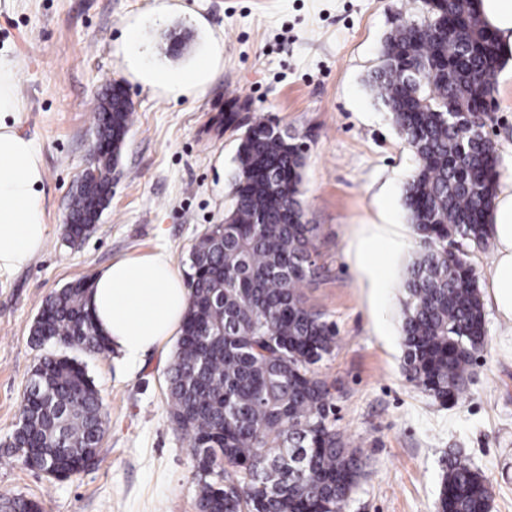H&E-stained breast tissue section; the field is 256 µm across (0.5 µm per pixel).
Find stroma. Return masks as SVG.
Returning <instances> with one entry per match:
<instances>
[{
    "label": "stroma",
    "instance_id": "stroma-1",
    "mask_svg": "<svg viewBox=\"0 0 512 512\" xmlns=\"http://www.w3.org/2000/svg\"><path fill=\"white\" fill-rule=\"evenodd\" d=\"M420 0H0V52L15 58L23 104L18 129L41 155L49 238L27 266L0 273V499L24 496L39 512H198L194 461L170 416L166 371L174 343L136 364L116 352L78 354L108 423L101 462L70 479L25 466L7 446L18 402L41 349L29 330L54 291L111 262L166 253L177 274L232 206L237 134L225 112H260L307 145L301 184L316 226L307 303L336 329L315 371L334 398L337 431L359 444L364 471L343 512H438L443 457L461 452L492 485L489 512H512V328L486 312V345L468 397L434 401L402 370L400 317L408 264L419 249L403 206L415 159L367 78L398 19ZM139 24L146 61L177 70L205 58L207 82L178 96L129 71L123 42ZM181 41L179 56L167 54ZM127 86L134 122L112 199L81 243L64 239L71 192L90 161L101 91ZM489 131L512 174V68L498 73ZM401 237L375 264L372 287L357 255L381 209Z\"/></svg>",
    "mask_w": 512,
    "mask_h": 512
}]
</instances>
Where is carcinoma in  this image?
<instances>
[{"label":"carcinoma","instance_id":"carcinoma-1","mask_svg":"<svg viewBox=\"0 0 512 512\" xmlns=\"http://www.w3.org/2000/svg\"><path fill=\"white\" fill-rule=\"evenodd\" d=\"M448 56V69L431 72ZM504 66L496 36L473 0H422L421 17L395 27L370 75L378 100L416 158L403 204L421 243L407 269L401 307L403 369L442 404L467 395L475 354L484 348L485 308L470 254L490 237L499 153L482 133L458 135L445 104L476 108L473 85L494 89ZM112 111L97 130L127 134L132 102L122 83L107 87ZM275 121L237 113L241 131L233 205L190 254V306L167 375L171 418L188 438L207 512H341L358 481L362 451L330 420L333 397L314 365L336 347V329L307 304L316 227L304 222L300 185L305 143L271 133ZM107 181L81 175L71 198L66 241L82 242L81 220L102 205ZM466 252L448 257V242ZM92 279L51 295L30 328L31 342L59 340L84 352L109 351L88 309ZM107 413L84 367L42 357L18 405L14 452L63 478L98 463ZM488 477L459 455L445 461L441 503L449 512H488ZM8 512H38L25 497Z\"/></svg>","mask_w":512,"mask_h":512}]
</instances>
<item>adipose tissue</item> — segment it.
Listing matches in <instances>:
<instances>
[{"label": "adipose tissue", "instance_id": "ef3b65f1", "mask_svg": "<svg viewBox=\"0 0 512 512\" xmlns=\"http://www.w3.org/2000/svg\"><path fill=\"white\" fill-rule=\"evenodd\" d=\"M485 25L497 35L500 54L512 62V0H473ZM133 74L149 84L180 94L197 84L206 69L156 74L140 55L139 28L125 31ZM16 63L0 54V271L19 269L44 247L45 171L34 142L17 131L20 111L15 92ZM494 255L482 272L487 295L500 321L512 325V176L502 178L490 216ZM190 293L162 253L127 257L100 269L89 306L109 346L122 360L136 363L176 336L189 307Z\"/></svg>", "mask_w": 512, "mask_h": 512}]
</instances>
